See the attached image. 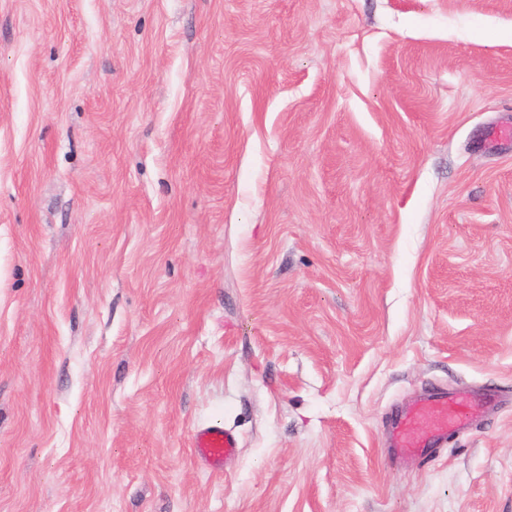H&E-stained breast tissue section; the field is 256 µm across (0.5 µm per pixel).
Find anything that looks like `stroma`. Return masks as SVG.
<instances>
[{
	"label": "stroma",
	"instance_id": "stroma-1",
	"mask_svg": "<svg viewBox=\"0 0 512 512\" xmlns=\"http://www.w3.org/2000/svg\"><path fill=\"white\" fill-rule=\"evenodd\" d=\"M509 121L512 0H0V512H512ZM471 422L472 416L461 409L453 392L432 390L396 414L387 434L389 459L428 461L448 438V429L466 428ZM192 447L203 463L214 470H222L224 462L236 454L238 441L224 426L212 423L194 431Z\"/></svg>",
	"mask_w": 512,
	"mask_h": 512
}]
</instances>
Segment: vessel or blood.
Wrapping results in <instances>:
<instances>
[{"label": "vessel or blood", "instance_id": "1", "mask_svg": "<svg viewBox=\"0 0 512 512\" xmlns=\"http://www.w3.org/2000/svg\"><path fill=\"white\" fill-rule=\"evenodd\" d=\"M472 418L461 409L454 393L430 391L401 408L388 434L389 458L399 463L408 459L430 460L447 439L449 431L468 427ZM196 456L212 469H223L238 448L236 437L218 423L198 427L192 436Z\"/></svg>", "mask_w": 512, "mask_h": 512}]
</instances>
